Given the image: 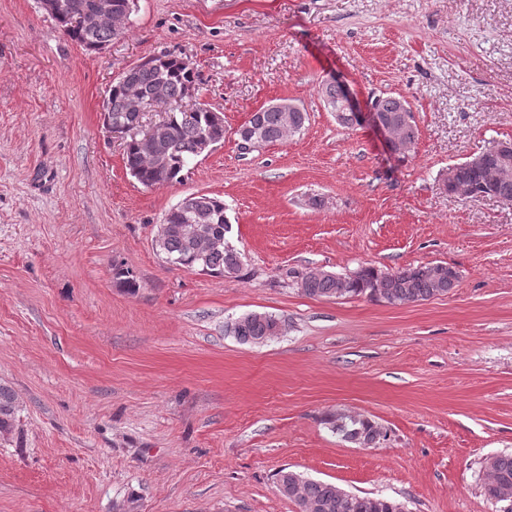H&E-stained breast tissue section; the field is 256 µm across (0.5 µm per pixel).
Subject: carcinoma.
<instances>
[{
    "label": "carcinoma",
    "mask_w": 512,
    "mask_h": 512,
    "mask_svg": "<svg viewBox=\"0 0 512 512\" xmlns=\"http://www.w3.org/2000/svg\"><path fill=\"white\" fill-rule=\"evenodd\" d=\"M71 12L80 17L73 26L66 16H56L59 29L84 47L97 50L114 39L125 35L117 33L111 24L98 17L96 0H67ZM143 92L152 105L164 110L154 144L144 146L137 136L128 134L123 141V160L129 173L144 187L177 183L183 179L184 170L197 157V144L201 132L210 125L224 123L222 113L204 104L196 105L190 112L180 110L185 88L196 83L193 63L186 57L160 52L135 65L124 74ZM109 119L112 129L128 128L137 113L128 111L122 80L116 78L108 92ZM407 104L402 97L377 98L372 105L381 116L389 118ZM308 120L307 112L285 114L269 107L256 112L253 122L263 144L283 141L302 131ZM395 135L404 141L415 143L417 127L412 121L398 119L393 122ZM501 158L489 152L485 163L477 168L461 172L462 179L476 188L494 182L496 194L512 197V181L498 179ZM168 229L155 241L156 251L166 262L213 276H236L243 269L241 253L229 243L212 245L208 235L221 238L228 232L224 201L209 195H197L184 199L165 217ZM458 274H448L446 264H424L383 272L375 267H364L347 276L311 270L297 275L300 290L312 297H336L367 295L391 306H401L446 295L454 288ZM281 318L252 312L227 327L233 336L243 343L260 344L275 335ZM15 404L12 391L0 386V431L13 427ZM333 432L342 440L362 446L373 445L385 438L380 427L367 418L330 415L326 419ZM484 478L481 492L484 498L500 506V512H512V453H501L483 462ZM278 491L293 501L303 512H406L405 506L393 499L348 493L328 482L306 479L302 475L282 468L275 473Z\"/></svg>",
    "instance_id": "obj_1"
}]
</instances>
